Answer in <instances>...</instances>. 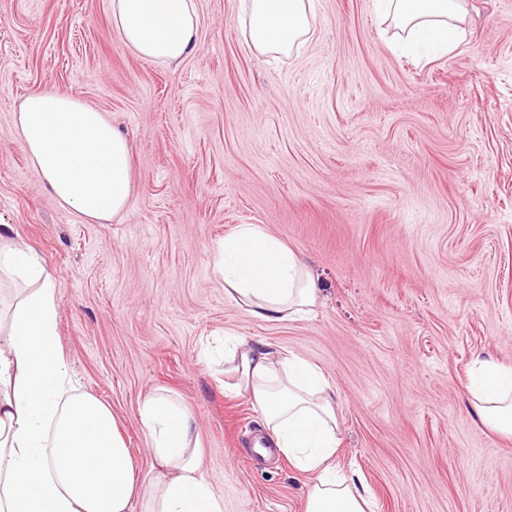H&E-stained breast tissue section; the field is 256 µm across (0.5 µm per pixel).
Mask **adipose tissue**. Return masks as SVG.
I'll return each mask as SVG.
<instances>
[{
	"instance_id": "obj_1",
	"label": "adipose tissue",
	"mask_w": 512,
	"mask_h": 512,
	"mask_svg": "<svg viewBox=\"0 0 512 512\" xmlns=\"http://www.w3.org/2000/svg\"><path fill=\"white\" fill-rule=\"evenodd\" d=\"M405 32V49L443 56L463 36V0H376ZM315 0H239L246 39L262 54L287 55L312 33ZM112 24L138 57L179 66L198 46L196 0H109ZM16 125L32 166L57 200L84 218L128 212L133 201L130 144L104 113L63 91H38L19 105ZM218 270L225 296L253 318L305 317L315 288L300 261L255 224L224 238ZM0 272L18 278L24 295L0 322V512H224L204 476L195 417L178 397L145 396L140 430L154 458L136 473L108 405L76 393L58 341L57 287L30 252L0 236ZM224 356L235 376L230 393H246L266 438L312 487L305 512H374L358 471L336 465L340 445L336 392L300 355L227 335ZM469 402L490 432L512 437V365L476 355Z\"/></svg>"
}]
</instances>
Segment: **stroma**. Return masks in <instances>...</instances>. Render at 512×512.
<instances>
[{
    "label": "stroma",
    "instance_id": "1",
    "mask_svg": "<svg viewBox=\"0 0 512 512\" xmlns=\"http://www.w3.org/2000/svg\"><path fill=\"white\" fill-rule=\"evenodd\" d=\"M464 3L465 42L418 62L372 0H315L313 35L277 58L242 36L238 0H197L173 69L124 46L109 0H0V234L55 277L69 370L140 474L138 405L164 388L224 512H303L306 475L260 455L258 414L224 393L229 332L322 369L339 463L377 512H512V439L465 390L474 354L512 363V0ZM54 89L127 135V213L85 219L34 170L15 114ZM241 224L295 252L310 315L265 323L225 296L218 248Z\"/></svg>",
    "mask_w": 512,
    "mask_h": 512
}]
</instances>
